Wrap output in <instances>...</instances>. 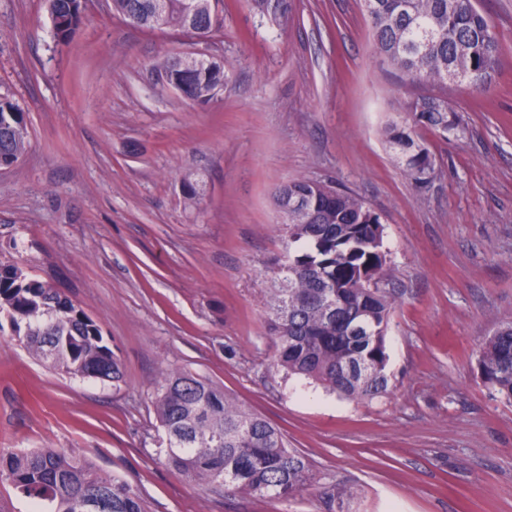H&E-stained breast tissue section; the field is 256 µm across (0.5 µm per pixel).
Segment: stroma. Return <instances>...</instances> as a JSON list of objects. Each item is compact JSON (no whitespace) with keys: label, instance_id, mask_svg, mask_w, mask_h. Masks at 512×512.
<instances>
[{"label":"stroma","instance_id":"1","mask_svg":"<svg viewBox=\"0 0 512 512\" xmlns=\"http://www.w3.org/2000/svg\"><path fill=\"white\" fill-rule=\"evenodd\" d=\"M295 5L283 30L224 0V34L206 40L90 0L62 44L46 0H0V97L29 130L24 157L0 167V258L55 283L124 369L116 385L70 377L0 335V450L90 459L151 512H326L317 491L227 495L170 469L154 402L178 369L277 425L319 488L356 487L351 512H512V403L478 372L483 342L512 321V0L476 2L499 73L449 88L462 132L420 131L436 158L423 188L382 139L408 91L375 60L359 0ZM183 53L223 58V92L193 102L159 80ZM297 176L361 196L384 227L391 390L369 403L272 365V192Z\"/></svg>","mask_w":512,"mask_h":512}]
</instances>
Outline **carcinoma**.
Segmentation results:
<instances>
[{
	"mask_svg": "<svg viewBox=\"0 0 512 512\" xmlns=\"http://www.w3.org/2000/svg\"><path fill=\"white\" fill-rule=\"evenodd\" d=\"M56 39L67 44L84 20L79 0H47ZM221 0H111L112 12L146 30L206 21ZM250 9L283 26L293 0H246ZM373 54L402 86L430 92L398 101L399 119L383 128L386 147L417 185L430 181L435 157L416 136L426 127L446 136L462 130L448 104V85L486 86L500 67L494 25L475 0H360ZM160 73L190 100L208 102L224 90V61L186 56L165 60ZM29 145L25 112L0 97V164L18 163ZM286 229L288 262L269 268L264 324L276 344L274 366L321 384L340 398L372 401L388 392L387 328L395 298L380 217L356 194L296 177L274 190ZM0 318L30 354L62 373L118 384L121 361L98 324L52 282L17 262L0 261ZM483 382L512 401V321L501 325L479 355ZM155 412L167 465L186 481L226 494L289 499L315 486L311 465L288 448L284 434L210 381L169 371ZM0 477L39 512H88L99 496L108 512H147L126 480L61 450L0 453ZM327 512H348L352 487L320 492Z\"/></svg>",
	"mask_w": 512,
	"mask_h": 512,
	"instance_id": "1",
	"label": "carcinoma"
}]
</instances>
